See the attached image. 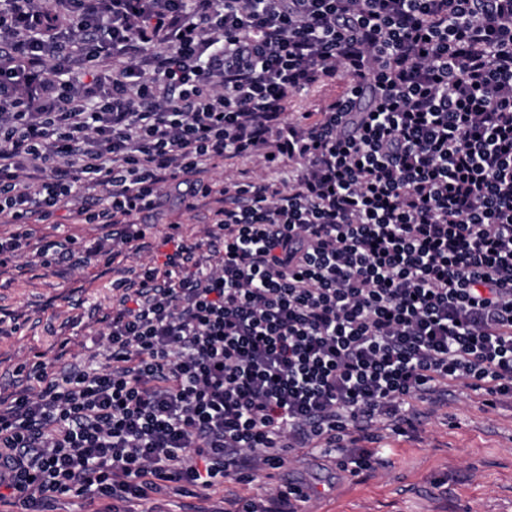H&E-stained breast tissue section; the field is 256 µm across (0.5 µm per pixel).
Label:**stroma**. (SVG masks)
<instances>
[{
	"label": "stroma",
	"mask_w": 512,
	"mask_h": 512,
	"mask_svg": "<svg viewBox=\"0 0 512 512\" xmlns=\"http://www.w3.org/2000/svg\"><path fill=\"white\" fill-rule=\"evenodd\" d=\"M163 210L146 248H121L113 264L20 263L0 270L1 397L23 388L21 364L41 361L56 373L89 355L104 357L113 279H133L163 263L173 250L165 241L168 221H179L192 238L208 229L207 209H182L169 195ZM415 408L417 432L400 435L383 422L378 442L365 443L379 460L375 470L353 476L321 455L298 456L256 482L224 488L249 497L299 482L311 492L303 512H512V402L491 409L479 393L452 390L441 407Z\"/></svg>",
	"instance_id": "obj_1"
}]
</instances>
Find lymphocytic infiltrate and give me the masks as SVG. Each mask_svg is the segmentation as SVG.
I'll return each instance as SVG.
<instances>
[{"label": "lymphocytic infiltrate", "instance_id": "lymphocytic-infiltrate-1", "mask_svg": "<svg viewBox=\"0 0 512 512\" xmlns=\"http://www.w3.org/2000/svg\"><path fill=\"white\" fill-rule=\"evenodd\" d=\"M348 91L287 114L325 81ZM256 182L216 184L224 158ZM207 242L113 281L106 362L0 406V505L208 497L459 386L512 399V0H0V268L72 207L145 239L165 190ZM296 486L231 512H300ZM261 175L262 171L255 159L250 157L224 159L223 162L214 165L209 172V177L220 182H230L234 179L240 182L256 180Z\"/></svg>", "mask_w": 512, "mask_h": 512}]
</instances>
